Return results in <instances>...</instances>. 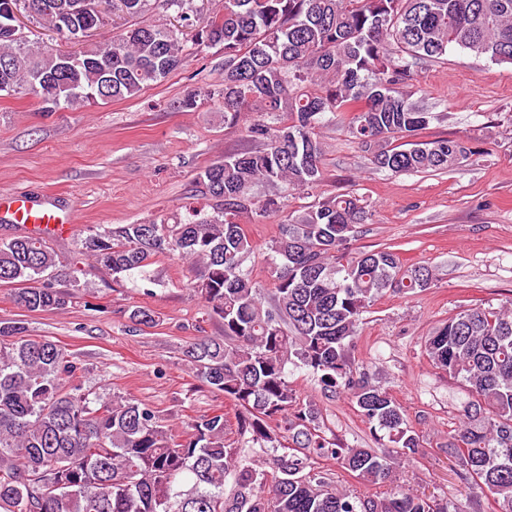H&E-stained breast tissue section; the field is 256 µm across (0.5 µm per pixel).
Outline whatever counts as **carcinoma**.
<instances>
[{
    "label": "carcinoma",
    "instance_id": "carcinoma-1",
    "mask_svg": "<svg viewBox=\"0 0 512 512\" xmlns=\"http://www.w3.org/2000/svg\"><path fill=\"white\" fill-rule=\"evenodd\" d=\"M55 2L0 0V93L34 94L49 112L130 98L195 51L220 45L224 84L204 96L222 105L226 126L259 113L246 128L256 148L199 174L217 200L213 213L89 229L81 246L118 282L146 273L161 255L190 261V286L224 322V338L201 336L188 347L196 377L233 401L252 444L264 451L290 443L297 453L260 465L244 458L224 438L222 413L175 434L134 397L82 389L65 346L0 323V512H466L408 489L390 457L326 437L317 409L300 402L286 374V364L299 365L322 390L347 394L393 453L415 458L420 439L406 410L350 349L384 291L414 295L430 286L432 270L406 266L388 248L352 251L371 216L355 195L291 211L279 193L257 197L251 188L319 186V129L338 115L380 171L460 167L472 155L462 141L411 140L438 119L412 100L417 68L451 49L512 65V0H218L208 15L194 0H164L190 39L134 23L65 63L62 51L32 43L3 13L11 3L67 41L106 20L98 0H62L64 12ZM150 2L112 0V10L138 17ZM249 213L281 224L269 245L268 295L243 269L253 248L239 218ZM59 264L41 237L0 241V283L19 284L12 299L29 312L71 303L51 282ZM424 351L471 396L448 440L460 480L494 512H512V312L463 310ZM317 459L387 491L361 498L339 490L315 470Z\"/></svg>",
    "mask_w": 512,
    "mask_h": 512
}]
</instances>
